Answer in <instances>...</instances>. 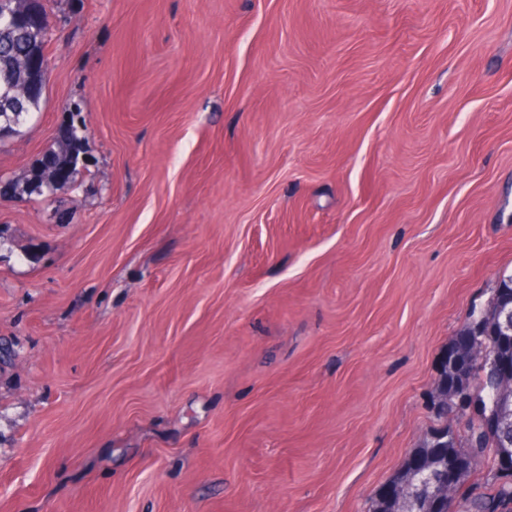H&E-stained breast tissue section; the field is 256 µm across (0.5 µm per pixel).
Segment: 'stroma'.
Instances as JSON below:
<instances>
[{"label":"stroma","mask_w":512,"mask_h":512,"mask_svg":"<svg viewBox=\"0 0 512 512\" xmlns=\"http://www.w3.org/2000/svg\"><path fill=\"white\" fill-rule=\"evenodd\" d=\"M0 197V512H369L512 275V0H55ZM84 130L77 129L73 138L69 139L68 146H64L57 140L54 144L47 149L33 166V168L23 176L17 183H15V191L21 198L30 197L33 194L44 195L46 190L55 185L48 177L49 169L54 166L51 173L64 175L66 183L71 184L68 188L75 187L77 177L80 173V167L87 169L89 158L85 155L86 152L84 143L85 136L81 133ZM81 155L85 157V164L81 165L79 158Z\"/></svg>","instance_id":"35a3bbf8"}]
</instances>
